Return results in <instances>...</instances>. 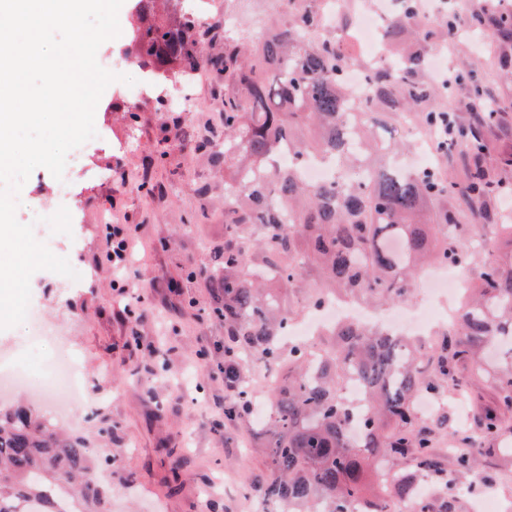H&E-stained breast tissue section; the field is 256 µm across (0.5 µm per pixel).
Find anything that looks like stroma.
<instances>
[{
    "mask_svg": "<svg viewBox=\"0 0 512 512\" xmlns=\"http://www.w3.org/2000/svg\"><path fill=\"white\" fill-rule=\"evenodd\" d=\"M451 11L477 15L487 40L474 53L464 37L448 44V62L467 67L470 79L453 83L451 95L464 102L461 123L479 126L490 145L485 164L497 188L481 203L458 195L448 210L463 232L457 244L469 254L485 253L483 237L495 247L506 238L501 225L512 189V168L499 158L512 153V37L495 33L491 19L512 8V0H448ZM481 98H473V85ZM128 86L116 81L101 97L94 116L98 139L83 149L71 177L75 206L71 235L34 227L37 240L78 272L71 279L47 270L33 274L30 298L51 334L40 352L23 344L27 324L0 330V355L26 366L30 379L58 342L72 351L85 377V393L99 410L80 429L95 448L111 512H257L262 489L272 478L260 416L228 421L220 381L224 324L213 318L214 298L206 280L212 250L224 242V167L198 144L207 128H222L215 113L224 105V84L212 73L196 79L193 108L169 112L137 98L139 112L123 110ZM493 113H485L486 104ZM135 171L148 177L152 193L124 181ZM207 194H200V186ZM136 225L141 239L135 270L142 302H131L113 284L114 274L98 243L112 213ZM135 315L120 320L117 311ZM208 348V362L196 354ZM472 407L447 395L429 411L441 422L439 450L460 435H481L470 423ZM501 502L512 512V462L500 457L474 492H462L459 512H475L477 498Z\"/></svg>",
    "mask_w": 512,
    "mask_h": 512,
    "instance_id": "stroma-1",
    "label": "stroma"
}]
</instances>
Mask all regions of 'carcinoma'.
<instances>
[{
    "instance_id": "carcinoma-1",
    "label": "carcinoma",
    "mask_w": 512,
    "mask_h": 512,
    "mask_svg": "<svg viewBox=\"0 0 512 512\" xmlns=\"http://www.w3.org/2000/svg\"><path fill=\"white\" fill-rule=\"evenodd\" d=\"M241 23L215 32L207 15L181 0H136L126 54L139 61L152 81L168 84L210 68L232 93L224 95L221 139L200 145L224 163V246L214 251L208 284L215 298L212 315L224 322L229 386L237 397L224 419L251 416L252 395L244 386L246 358L258 356L278 367L286 380L267 385L271 412L263 426L274 476L264 494L288 503V512H351L363 501L369 512H457L463 490L480 478L483 458L505 452L496 447L512 414V360L495 379L494 403L474 418L485 442L453 448L437 458L433 426L418 411L421 395L442 389L470 392L476 375L462 366L491 344L512 339V224L509 250L473 265L456 245L457 232L444 208L431 224L419 223L424 206L450 194L478 202L493 190L483 168V139L471 127L454 126L450 141L474 155L462 187L445 181L438 169L405 172L368 162L376 148L397 141L387 134L392 117L422 112L440 124L445 101L419 76L423 58L407 55L397 70L372 73V97L350 99L353 57L324 28L318 0H281L278 13L266 0L235 3ZM397 20L386 28L384 52L396 36L409 33L428 45L437 31L464 18L451 14L434 25L416 15L415 0H400ZM261 24L264 36L253 37ZM224 39V52L205 54ZM293 152L299 162L320 155L336 163L339 176L308 185L297 168L272 164ZM429 264L466 272L464 308L438 333L434 346L402 339L372 323L345 320L328 338L283 350L278 336L296 316L282 291L304 284L312 272L320 286L309 304L319 306L339 293L354 302L395 303L413 299L416 274ZM355 381L368 414L355 419L341 387ZM434 486L436 497L417 498L403 461ZM63 488L74 512H107L102 486L94 477L88 442L66 436L47 418L25 406L0 405V512H67L57 497Z\"/></svg>"
}]
</instances>
